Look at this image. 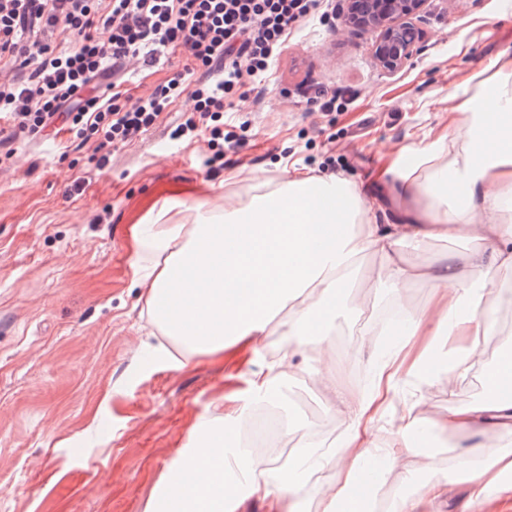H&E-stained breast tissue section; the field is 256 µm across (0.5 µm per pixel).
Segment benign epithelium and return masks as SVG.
<instances>
[{
  "label": "benign epithelium",
  "instance_id": "1",
  "mask_svg": "<svg viewBox=\"0 0 512 512\" xmlns=\"http://www.w3.org/2000/svg\"><path fill=\"white\" fill-rule=\"evenodd\" d=\"M344 24L348 28L379 32L375 56L387 70L404 67L417 52L421 39L416 21L430 0H343Z\"/></svg>",
  "mask_w": 512,
  "mask_h": 512
}]
</instances>
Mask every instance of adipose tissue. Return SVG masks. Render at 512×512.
Wrapping results in <instances>:
<instances>
[{"label": "adipose tissue", "instance_id": "obj_1", "mask_svg": "<svg viewBox=\"0 0 512 512\" xmlns=\"http://www.w3.org/2000/svg\"><path fill=\"white\" fill-rule=\"evenodd\" d=\"M385 172L395 181L404 216L376 223L378 209L357 186L336 178L285 170L277 189L252 195L243 206L224 202V221L198 211L192 229L173 223L163 201L150 223L133 227L137 247L159 254L151 266L134 264L146 286L147 306L168 336L198 354L223 353L227 342L283 337L292 350L316 349L346 304V290L366 253L379 259L373 273L393 300L419 280L443 291L433 309L403 308L405 333L431 336L446 357L449 380L462 376L481 350L479 336L494 320L486 289L512 279V60L502 61L493 83L478 84L448 113V130L391 156ZM469 242L467 252L426 259L430 239ZM455 336L465 346L451 345ZM395 375L382 372L379 390L366 399L344 392L347 424L337 463L338 483L324 493L322 512H343L347 492L367 456L413 457L404 428L378 444L374 423L389 399ZM238 405L197 427L187 448L162 478L165 505L145 512H237L240 498L265 500L269 512H298L297 493L308 472L293 463L277 486L244 474L262 463L238 445ZM439 426L473 435L512 437V399L490 396L468 408H452ZM456 470L477 476L469 503L485 500L487 488L512 474V451L492 462L459 452Z\"/></svg>", "mask_w": 512, "mask_h": 512}]
</instances>
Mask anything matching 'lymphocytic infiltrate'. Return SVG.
Listing matches in <instances>:
<instances>
[{"label": "lymphocytic infiltrate", "mask_w": 512, "mask_h": 512, "mask_svg": "<svg viewBox=\"0 0 512 512\" xmlns=\"http://www.w3.org/2000/svg\"><path fill=\"white\" fill-rule=\"evenodd\" d=\"M320 0H0V142L43 134L64 122L81 141L96 140L99 166L108 150L151 129L168 106L190 93L194 110L172 139L207 132V165L224 162L233 135L224 131V92L242 74L266 72L290 30ZM107 27L99 41L95 32ZM74 36L60 50L48 35ZM158 46L180 52L208 69L220 83L187 88L175 74L151 94L121 106L116 96L93 95L98 78L139 63Z\"/></svg>", "instance_id": "f902f5d3"}]
</instances>
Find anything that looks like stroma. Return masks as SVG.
Masks as SVG:
<instances>
[{"label": "stroma", "mask_w": 512, "mask_h": 512, "mask_svg": "<svg viewBox=\"0 0 512 512\" xmlns=\"http://www.w3.org/2000/svg\"><path fill=\"white\" fill-rule=\"evenodd\" d=\"M420 28L421 52L390 72L375 58V31L310 14L267 74L243 75L227 94L224 129L239 144L220 169L206 166L204 139L170 137L193 108L187 95L102 169L95 142L79 147L67 133L0 145V512H144L190 432L210 423L215 400L266 372L279 337L221 355H190L166 337L133 277L131 228L167 199L177 203L174 221L193 226L197 208L218 214L225 194L267 191L286 163L347 179L367 197L389 195L380 177L388 155L447 127L449 109L512 57V0H430ZM184 63L157 54L153 66L128 70L122 87L149 94ZM329 98L335 110H322ZM230 172L236 183H225ZM377 263L362 256L352 302L322 338L328 347L345 336L343 350L326 365L310 352L290 357L297 379L270 400L291 421L307 419L294 404L301 395L323 414L302 512H321L322 491L337 478L345 428L337 387L364 392L356 368L381 359L375 343L358 344L363 323L390 301L370 281ZM499 360L483 347L452 383L401 367L379 424L392 429L413 407L409 445L437 456L439 468L401 460L384 467L377 492L421 495L437 473H452L463 448L485 461L499 454L437 426L449 408L481 399L483 372Z\"/></svg>", "instance_id": "stroma-1"}]
</instances>
